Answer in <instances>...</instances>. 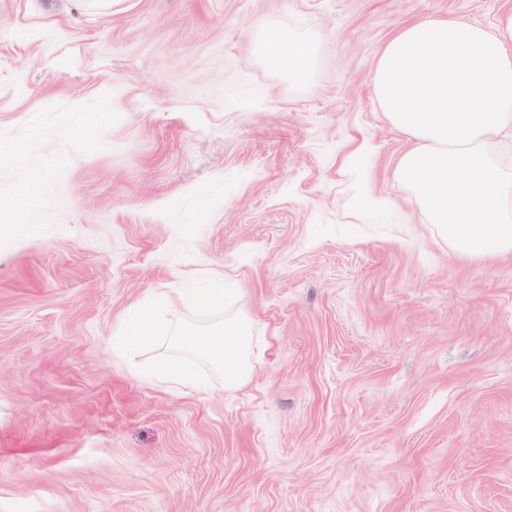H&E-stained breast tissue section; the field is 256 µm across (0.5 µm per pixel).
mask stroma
I'll list each match as a JSON object with an SVG mask.
<instances>
[{"label": "stroma", "mask_w": 512, "mask_h": 512, "mask_svg": "<svg viewBox=\"0 0 512 512\" xmlns=\"http://www.w3.org/2000/svg\"><path fill=\"white\" fill-rule=\"evenodd\" d=\"M509 6L0 0V512H512V257L436 235L373 85L399 24ZM132 310L242 318L251 377L144 376ZM257 33L256 48L264 61L294 80L303 79L313 59V47L303 38H295L263 18L253 23Z\"/></svg>", "instance_id": "35a3bbf8"}]
</instances>
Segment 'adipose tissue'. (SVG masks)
Masks as SVG:
<instances>
[{
  "instance_id": "adipose-tissue-1",
  "label": "adipose tissue",
  "mask_w": 512,
  "mask_h": 512,
  "mask_svg": "<svg viewBox=\"0 0 512 512\" xmlns=\"http://www.w3.org/2000/svg\"><path fill=\"white\" fill-rule=\"evenodd\" d=\"M264 61L303 79L313 47L256 19ZM378 103L411 146L394 176L413 191L437 234L459 257L493 261L512 255V9L487 27L457 17L402 25L374 69ZM234 389L251 375L247 324L226 318L191 337Z\"/></svg>"
}]
</instances>
